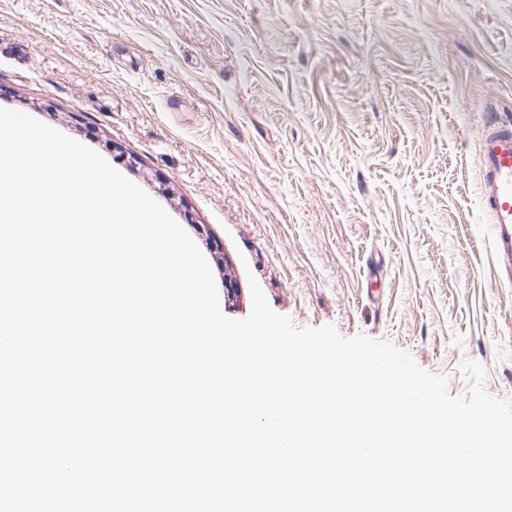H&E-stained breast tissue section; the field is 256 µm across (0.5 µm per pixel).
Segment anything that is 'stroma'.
I'll use <instances>...</instances> for the list:
<instances>
[{"mask_svg":"<svg viewBox=\"0 0 512 512\" xmlns=\"http://www.w3.org/2000/svg\"><path fill=\"white\" fill-rule=\"evenodd\" d=\"M0 107L101 154L192 237L222 312L512 401V282L478 191L512 119V0H0Z\"/></svg>","mask_w":512,"mask_h":512,"instance_id":"1","label":"stroma"}]
</instances>
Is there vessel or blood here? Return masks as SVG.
<instances>
[{
  "label": "vessel or blood",
  "mask_w": 512,
  "mask_h": 512,
  "mask_svg": "<svg viewBox=\"0 0 512 512\" xmlns=\"http://www.w3.org/2000/svg\"><path fill=\"white\" fill-rule=\"evenodd\" d=\"M480 203L499 263L512 272V122L493 124L482 138Z\"/></svg>",
  "instance_id": "1"
}]
</instances>
